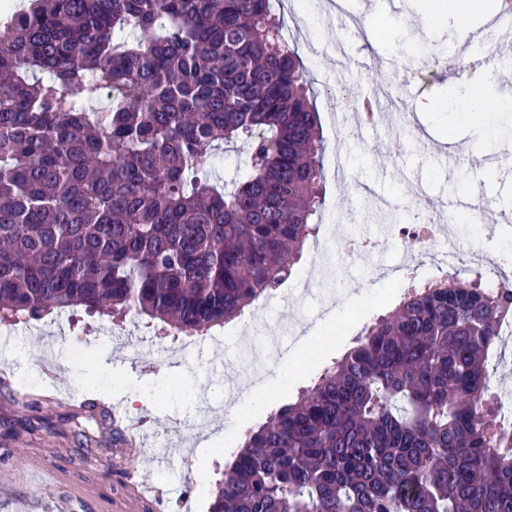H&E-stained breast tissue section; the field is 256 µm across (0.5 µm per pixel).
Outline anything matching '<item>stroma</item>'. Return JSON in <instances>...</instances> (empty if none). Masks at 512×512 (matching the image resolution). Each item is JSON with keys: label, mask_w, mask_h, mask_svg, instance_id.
Masks as SVG:
<instances>
[{"label": "stroma", "mask_w": 512, "mask_h": 512, "mask_svg": "<svg viewBox=\"0 0 512 512\" xmlns=\"http://www.w3.org/2000/svg\"><path fill=\"white\" fill-rule=\"evenodd\" d=\"M278 8L306 67L323 141L329 145L343 138L347 155L348 184L324 176L319 237L339 240L353 231L375 235L378 226L364 219L368 201L359 185L381 184L396 197L403 216L409 207L404 187L416 182L427 197L444 201L442 223L453 228L454 240L481 245L512 278V248L504 244L512 231V174L478 171L466 155L442 163L421 155L409 136L396 132L374 137L354 105L347 110L346 127L333 126L326 107L330 91L344 82L367 90L385 83L398 98L417 92L439 105L417 115L433 141L449 139L457 149L474 141L483 153L495 155L512 142V121L482 131L476 114L464 126L448 129L444 112L455 104L454 91L448 74L431 58L440 53L452 59L463 51L472 61L489 56L500 62L505 58L500 45L467 43L454 20L430 15L428 0H397L393 6L387 0H348L351 25L327 13L325 0H279ZM340 40L349 52L341 69L335 53ZM388 56L401 63V70L385 71ZM377 156L388 160L386 171L374 167ZM473 193L489 201L491 223L470 221L468 211L454 207L455 199ZM314 259V245L306 243L282 288L204 336L168 335L134 315L120 323L95 315L74 321L65 313L32 323H0V333L10 337L0 350L10 378L9 386H0V512H47L61 495L70 499L73 512H153L149 501L127 489L128 470L155 473L173 495L165 512H208L215 482L245 431L308 385L409 287L396 275L368 278L364 262L353 264L345 256L339 274L309 287L305 277ZM271 327L283 332L280 358L269 363L262 382H240V410L225 415L224 381L213 357L240 360L242 348L263 339ZM50 341L57 377L47 381L39 368ZM133 388L149 390L150 404L129 402L126 392ZM91 400L137 414L139 433L150 436V443L131 453L113 446L110 431L86 419L82 406ZM158 448L169 453L166 465L156 461Z\"/></svg>", "instance_id": "35a3bbf8"}]
</instances>
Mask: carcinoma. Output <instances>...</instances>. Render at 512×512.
<instances>
[{
	"mask_svg": "<svg viewBox=\"0 0 512 512\" xmlns=\"http://www.w3.org/2000/svg\"><path fill=\"white\" fill-rule=\"evenodd\" d=\"M270 0H27L0 21V322L134 313L184 336L288 280L324 144ZM107 90V106L84 93ZM249 145L212 182L206 155ZM512 291L412 286L247 433L209 512H512L489 386Z\"/></svg>",
	"mask_w": 512,
	"mask_h": 512,
	"instance_id": "cac0c4a2",
	"label": "carcinoma"
}]
</instances>
